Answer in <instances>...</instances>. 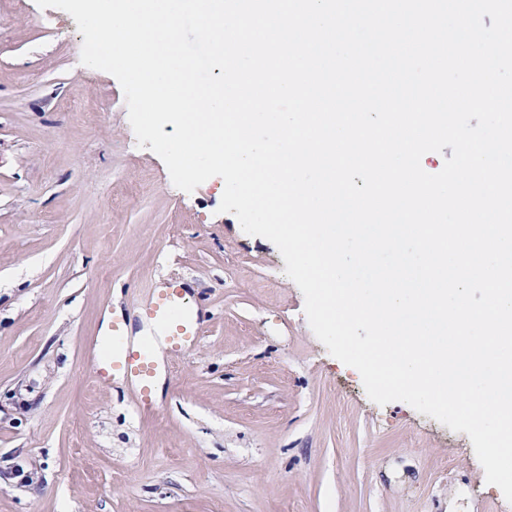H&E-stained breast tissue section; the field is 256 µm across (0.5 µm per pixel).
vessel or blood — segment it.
Listing matches in <instances>:
<instances>
[{"label": "vessel or blood", "instance_id": "b4317fda", "mask_svg": "<svg viewBox=\"0 0 512 512\" xmlns=\"http://www.w3.org/2000/svg\"><path fill=\"white\" fill-rule=\"evenodd\" d=\"M134 309L140 319L157 328L168 356L184 355L197 345L201 314L198 307L191 304L186 288L178 279H169L167 287L136 302ZM108 340L110 349L91 359L93 381L104 387L114 378H124L139 409L149 413L157 411L158 363L151 344L128 336L126 322L119 319L113 320Z\"/></svg>", "mask_w": 512, "mask_h": 512}]
</instances>
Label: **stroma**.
<instances>
[{"instance_id": "35a3bbf8", "label": "stroma", "mask_w": 512, "mask_h": 512, "mask_svg": "<svg viewBox=\"0 0 512 512\" xmlns=\"http://www.w3.org/2000/svg\"><path fill=\"white\" fill-rule=\"evenodd\" d=\"M83 40L62 10L0 0V512H512L466 433L369 399L216 180L172 184ZM172 276L201 340L145 413L93 382L87 345Z\"/></svg>"}]
</instances>
